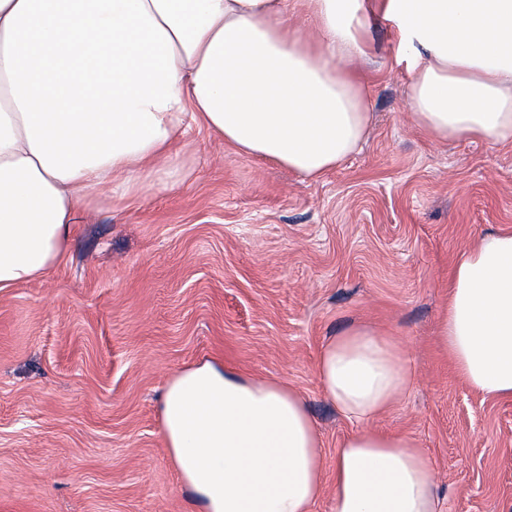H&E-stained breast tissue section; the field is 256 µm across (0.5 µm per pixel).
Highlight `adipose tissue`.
<instances>
[{"label":"adipose tissue","mask_w":512,"mask_h":512,"mask_svg":"<svg viewBox=\"0 0 512 512\" xmlns=\"http://www.w3.org/2000/svg\"><path fill=\"white\" fill-rule=\"evenodd\" d=\"M376 16L412 58L417 128L512 145V0H0V291L61 260L104 186L118 204L155 193L192 125L308 181L336 168L372 127ZM440 337L472 389L512 398V232L462 252ZM317 372L358 423L329 487L297 390L211 361L173 374L161 433L200 512H313L327 488L335 512H444L414 440L367 427L413 383L397 342L347 329Z\"/></svg>","instance_id":"ef3b65f1"}]
</instances>
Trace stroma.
<instances>
[{"label":"stroma","instance_id":"obj_1","mask_svg":"<svg viewBox=\"0 0 512 512\" xmlns=\"http://www.w3.org/2000/svg\"><path fill=\"white\" fill-rule=\"evenodd\" d=\"M370 37L373 133L322 179L193 129L166 189L77 225L58 265L0 292V512H199L159 403L205 360L298 389L332 481L356 425L316 364L352 326L394 338L414 373L369 429L415 440L445 512H512V399L473 390L439 336L462 250L512 231V146L418 130L391 27Z\"/></svg>","mask_w":512,"mask_h":512}]
</instances>
